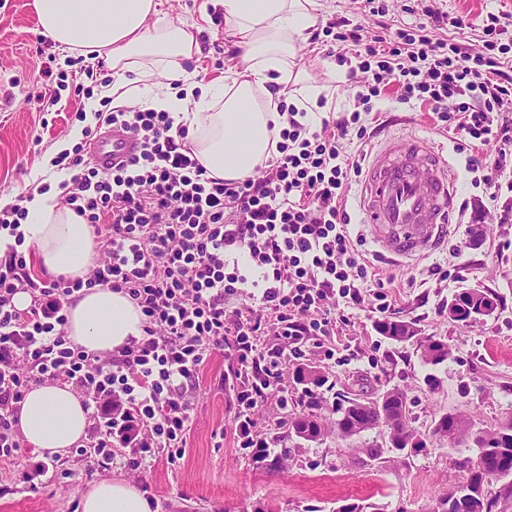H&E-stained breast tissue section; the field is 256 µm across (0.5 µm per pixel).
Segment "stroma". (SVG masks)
<instances>
[{"label":"stroma","instance_id":"stroma-1","mask_svg":"<svg viewBox=\"0 0 512 512\" xmlns=\"http://www.w3.org/2000/svg\"><path fill=\"white\" fill-rule=\"evenodd\" d=\"M32 0H0V199L31 193L36 177L55 182L46 163L76 126L75 113L100 102L112 84V68L101 57L72 53L40 32ZM169 18L200 26L202 51L186 67L200 84L225 77L230 63L225 49L231 39L222 9L212 0H159ZM315 40L297 56L311 85L329 97V109L348 107L346 67L331 57L329 27L340 17L374 29L376 18L363 0H321ZM449 25L434 29L437 38L478 47L487 26L500 30L506 49L501 68L512 71V0H435ZM63 73L59 100L48 105L45 68ZM388 89L377 112L369 116L371 135L365 146L348 152L373 155L396 136H418L436 146L458 174L457 207L448 242L411 263L381 256L367 226L350 224L352 238L374 273L396 319L413 322L418 335L448 343L451 354L437 366L423 362L416 344H397L375 329L380 314L374 296L353 310L344 332L354 360L321 362L330 380L319 395L320 412L331 417L340 393H378L397 385L412 402V426L427 434V446L406 454L384 450L372 459L367 449L383 447L386 435L376 429L347 441L327 434L321 441L273 442L265 458L233 445V392L223 378L228 361L214 355L193 392L196 422L182 459L159 460L135 474L120 467L87 469L74 453L47 461L43 476L25 482L42 455L23 446L14 464L0 463V512H79L78 493L104 477L135 485L152 512H335L343 503H359L367 512H432L449 489L467 480L466 447L451 448L430 437L434 417L455 412L479 427H490L512 414V191L490 198L473 182L466 154L438 130L434 112L406 106ZM461 287L485 288L499 309L470 323L449 320L443 308ZM435 386H428L427 376Z\"/></svg>","mask_w":512,"mask_h":512}]
</instances>
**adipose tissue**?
I'll return each instance as SVG.
<instances>
[{"label":"adipose tissue","mask_w":512,"mask_h":512,"mask_svg":"<svg viewBox=\"0 0 512 512\" xmlns=\"http://www.w3.org/2000/svg\"><path fill=\"white\" fill-rule=\"evenodd\" d=\"M232 35L226 49L237 65L224 82L196 88L185 64L201 51L186 21L157 18L156 0H33L41 33L81 55H106L112 66L113 107L131 99L189 121V142L209 176L239 180L267 161L282 123L277 85L305 84L295 60L313 28L320 0H213ZM180 83L182 93L170 91ZM21 229L37 248L42 270L81 278L96 255L83 219L60 208L54 192L33 193ZM143 315L126 295L95 286L68 309L69 338L88 352L105 354L142 334ZM90 424L87 409L69 386L30 389L18 429L33 448L61 455ZM81 512H149L136 486L105 478L83 493Z\"/></svg>","instance_id":"1"}]
</instances>
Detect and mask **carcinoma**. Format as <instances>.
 Masks as SVG:
<instances>
[{
	"label": "carcinoma",
	"mask_w": 512,
	"mask_h": 512,
	"mask_svg": "<svg viewBox=\"0 0 512 512\" xmlns=\"http://www.w3.org/2000/svg\"><path fill=\"white\" fill-rule=\"evenodd\" d=\"M484 292V288H462L452 295L448 306L466 313L469 307L479 303ZM376 329L382 337L397 343L416 338L413 323L406 320L383 319L378 321ZM420 349L425 361L431 365L444 363L450 355L448 345L439 339L420 342ZM291 376L294 383L304 386V399L301 401L302 411L288 415L284 421L287 437L317 442L330 431L347 441L362 432L385 428L394 440L400 442V452H416L426 447V441L410 425L406 390L394 386L371 397L340 399L333 409L336 419L326 423L318 413L316 389L327 383V374L316 366L298 364ZM431 435L454 447L475 444L476 460H466L469 476L460 488H479L492 478L502 481L503 488L495 497L469 499L466 512H498L500 500L512 496V418L490 430L475 427L460 414L446 412L434 417Z\"/></svg>",
	"instance_id": "1"
}]
</instances>
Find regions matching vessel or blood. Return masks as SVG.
Wrapping results in <instances>:
<instances>
[{"label":"vessel or blood","instance_id":"1","mask_svg":"<svg viewBox=\"0 0 512 512\" xmlns=\"http://www.w3.org/2000/svg\"><path fill=\"white\" fill-rule=\"evenodd\" d=\"M139 140L119 126L105 127L88 160L101 171L126 165ZM457 175L423 139H400L376 153L359 194L361 221L389 254L407 261L435 250L448 236Z\"/></svg>","mask_w":512,"mask_h":512}]
</instances>
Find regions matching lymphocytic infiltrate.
I'll return each mask as SVG.
<instances>
[{
	"label": "lymphocytic infiltrate",
	"mask_w": 512,
	"mask_h": 512,
	"mask_svg": "<svg viewBox=\"0 0 512 512\" xmlns=\"http://www.w3.org/2000/svg\"><path fill=\"white\" fill-rule=\"evenodd\" d=\"M423 22L379 33L336 20L353 103L314 130L286 112L277 152L260 177L208 176L186 139L189 126L169 112L128 107L105 122L130 129L141 151L109 173L91 167L82 147L67 162L74 175L60 197L82 217L98 248L85 277L32 273L21 204L0 210V231L15 246L0 259V461L14 463V427L26 391L67 384L91 408L89 464L145 471L186 452L195 423L192 390L215 353L228 360L235 395L234 441L268 447L259 407L288 398L275 390L304 352L334 360L340 324L365 301L369 276L343 206L361 163L344 143L369 136L367 117L388 87L403 104L429 106L458 151L490 141L512 148V123L499 112L512 98L492 40L471 49L432 37L448 21L424 6ZM127 295L144 316L143 334L106 354L68 338L67 309L86 287ZM27 294L18 307L15 298ZM273 348H265L267 338Z\"/></svg>",
	"instance_id": "obj_1"
}]
</instances>
